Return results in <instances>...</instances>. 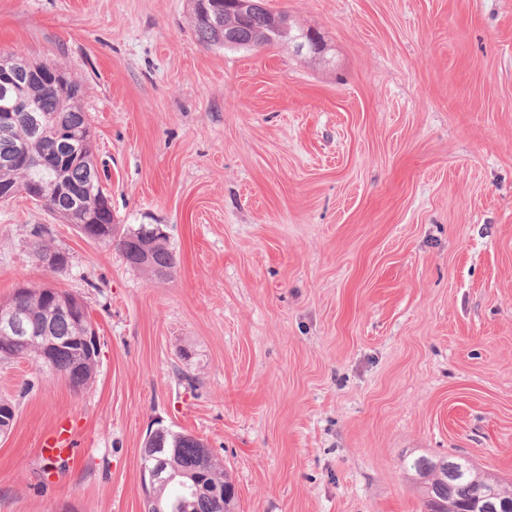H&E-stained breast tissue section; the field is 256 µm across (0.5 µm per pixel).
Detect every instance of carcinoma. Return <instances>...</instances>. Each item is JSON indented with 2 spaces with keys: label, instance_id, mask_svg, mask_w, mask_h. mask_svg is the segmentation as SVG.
Returning <instances> with one entry per match:
<instances>
[{
  "label": "carcinoma",
  "instance_id": "1",
  "mask_svg": "<svg viewBox=\"0 0 512 512\" xmlns=\"http://www.w3.org/2000/svg\"><path fill=\"white\" fill-rule=\"evenodd\" d=\"M224 3L213 0L207 8L193 7L194 29L202 42L224 46V31L208 22L207 11ZM272 12L258 4L250 18L240 27L238 47L255 46L254 35L263 34L262 44L271 45L283 38L272 28ZM20 90L36 110L38 125H33L31 113L14 112L10 123L0 126V202L14 196L8 192L27 182L39 181L48 187L40 202L74 225L89 240L115 246L126 263L158 278H167L176 268L177 260L166 235L155 224H141L121 233L112 223V210L99 178L94 160L93 134L88 115L83 111V85L73 77L66 79L65 88L53 91L43 79L20 77ZM64 131L80 134V142L70 159L62 166L40 165L52 158L59 148ZM43 229L34 228L37 241L33 244L36 257L52 252L60 268L70 265V255L40 241ZM18 314L16 329L0 332V362L30 360L39 363L47 356L52 368L64 376L75 389H83L92 381L99 353L84 348L80 340V324L62 312L54 303L49 286L22 285L12 297L0 302V314ZM16 403L0 397V428H12ZM160 452L162 464L176 476V481L159 484L154 496L146 499V512H157L176 500V482L199 476L202 484L188 497L189 512H236L237 494L229 476L202 441L189 433L164 430L148 444V452ZM466 462L457 456L420 454L408 463L412 480L421 489L425 512H483L485 495L499 493L512 512V489L486 475L481 469L464 470Z\"/></svg>",
  "mask_w": 512,
  "mask_h": 512
}]
</instances>
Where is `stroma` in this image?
Instances as JSON below:
<instances>
[{
    "instance_id": "stroma-1",
    "label": "stroma",
    "mask_w": 512,
    "mask_h": 512,
    "mask_svg": "<svg viewBox=\"0 0 512 512\" xmlns=\"http://www.w3.org/2000/svg\"><path fill=\"white\" fill-rule=\"evenodd\" d=\"M263 4L323 53L204 45L192 0H0V50L82 83L114 223L177 257L157 279L0 204V302L67 290L101 339L82 390L0 364V512H145L159 428L240 512H423L417 452L512 481V0ZM63 418L77 454L40 458ZM33 252L37 259H39L41 257V255L44 254L40 258L39 261L45 267H47L49 269H51V267L54 266V258H53L52 253H48V252L54 253V256L56 258V263L58 264L60 269H64L66 266L68 267L71 263V260H70L71 257L68 252H66L65 250H62V249H53L40 240H36L34 242ZM45 253H47V254H45Z\"/></svg>"
}]
</instances>
